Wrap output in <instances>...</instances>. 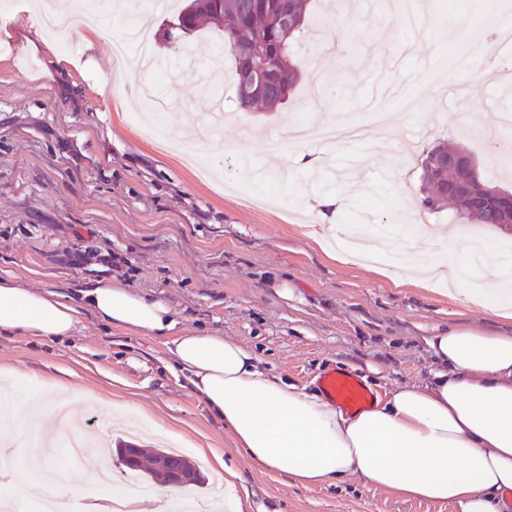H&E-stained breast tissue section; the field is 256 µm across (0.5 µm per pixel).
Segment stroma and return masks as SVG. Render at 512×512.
<instances>
[{
  "instance_id": "stroma-1",
  "label": "stroma",
  "mask_w": 512,
  "mask_h": 512,
  "mask_svg": "<svg viewBox=\"0 0 512 512\" xmlns=\"http://www.w3.org/2000/svg\"><path fill=\"white\" fill-rule=\"evenodd\" d=\"M27 0H0V277L66 297L101 282L167 300L182 332L224 336L254 349L260 366L315 391L323 371L356 372L378 395L416 383L434 368L428 337L452 328L512 336V318L463 304L434 286L375 272L335 244L352 229L381 239V226L427 223L450 236L452 210L425 209L424 150L448 143L474 153L483 178L512 191V88L477 83L472 59L485 31L512 0H424V19L400 23L401 0H314L316 40L296 49L300 77L276 110H252L209 124L218 104L209 75L223 37L207 21L189 37L153 40L169 65L156 87L167 126L207 158L188 166L161 140L146 138L145 68L124 71L112 90L109 46L86 31L40 38ZM114 35L134 22L158 32L172 13L141 14L93 0ZM465 55H458V48ZM425 91L404 111L399 93ZM344 119L355 140L308 141L279 156L262 151L292 121ZM320 166L308 163L309 157ZM344 204L327 221L308 214L318 197ZM48 398L69 389L83 412L92 453L56 465L77 470L108 460L113 485L131 474L109 448L181 441L201 468L187 503L224 507L233 471L242 512H457L361 480L303 487L263 469L238 448L175 367L163 339L108 326L85 314L75 334L52 341L0 334V385Z\"/></svg>"
}]
</instances>
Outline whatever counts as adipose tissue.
I'll list each match as a JSON object with an SVG mask.
<instances>
[{
	"instance_id": "1",
	"label": "adipose tissue",
	"mask_w": 512,
	"mask_h": 512,
	"mask_svg": "<svg viewBox=\"0 0 512 512\" xmlns=\"http://www.w3.org/2000/svg\"><path fill=\"white\" fill-rule=\"evenodd\" d=\"M470 280L459 297L512 317L500 280L436 252L428 264H404L408 277ZM102 322L164 339L177 366L237 445L258 465L317 487L351 477L401 496L453 504L458 512H500L512 490V336L451 329L427 343L440 364L422 384H398L387 398L344 413L328 399L258 367L257 354L221 336L177 331L169 303L107 282L80 299L0 278V333L57 339L76 331L84 312ZM43 501L98 499L89 474L59 468L37 482Z\"/></svg>"
}]
</instances>
